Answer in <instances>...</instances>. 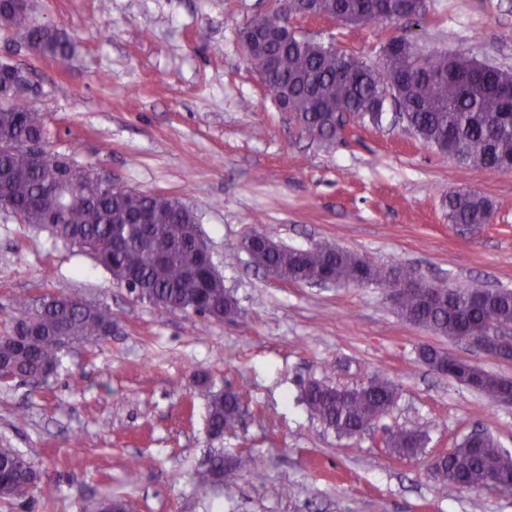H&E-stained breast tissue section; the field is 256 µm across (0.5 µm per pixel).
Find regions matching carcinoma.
<instances>
[{"label": "carcinoma", "instance_id": "obj_1", "mask_svg": "<svg viewBox=\"0 0 512 512\" xmlns=\"http://www.w3.org/2000/svg\"><path fill=\"white\" fill-rule=\"evenodd\" d=\"M385 0H274L272 10L247 21L238 37L247 61L263 72L266 93L293 114L301 131L320 141L341 137L335 113L346 109L379 127L397 97L408 128L426 146L441 151L453 137L459 145L456 162L464 169L512 170V104L498 94L512 86V72L497 68L479 80L471 78L477 59L445 49L421 52L404 36L386 40L376 61L297 34L289 22L308 14L331 17L349 26L374 23L393 26L406 20L398 13L381 15ZM14 0H0V26L15 28ZM24 38L37 52L66 59L74 52L70 36L47 23L28 21ZM263 40L265 52L252 45ZM46 115L16 99L0 108V141L47 139ZM9 206L24 224L49 231L57 240L87 252L118 282L136 284L137 297L160 310L174 308L203 319L214 310L237 305L222 288L210 285L196 243L195 212L184 202L161 194L132 190L114 192L92 165L57 155L37 165L20 148L0 152V206ZM492 203L474 190L448 193V221L478 226L490 220ZM277 277L310 281L326 273L342 285H374L384 293L403 287L415 273L405 267L384 268L330 243L312 248L283 247L268 254ZM22 317L37 319L48 338L35 354L0 335V381L36 369L57 370L64 344L98 346L107 339L112 313L100 305L71 297L44 295L19 300ZM403 319L457 341L470 343L490 319L512 325V289L480 286L458 288L432 303L424 292H407L394 302ZM421 360L457 383L475 382V390L490 399L512 380L476 369L445 350L423 347ZM308 412L340 435L354 437L372 427L393 407L398 393L388 381L375 377L351 389L310 381L303 386ZM242 395L220 389L210 395L207 425L232 429L240 421ZM427 435L419 429L397 430L385 439L393 456L417 454ZM441 492L481 489L512 481V452L486 434L476 449H459L435 461Z\"/></svg>", "mask_w": 512, "mask_h": 512}]
</instances>
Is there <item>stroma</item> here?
Instances as JSON below:
<instances>
[{
    "label": "stroma",
    "mask_w": 512,
    "mask_h": 512,
    "mask_svg": "<svg viewBox=\"0 0 512 512\" xmlns=\"http://www.w3.org/2000/svg\"><path fill=\"white\" fill-rule=\"evenodd\" d=\"M410 35L512 70V0H428ZM273 0H34L32 15L71 35L75 54L39 56L0 27V62L22 69L28 101L44 109L47 150L92 164L120 185L177 198L196 213L213 261L242 310L231 321L160 311L118 286L87 254L0 214V333L23 296H73L107 306L114 331L62 353L44 384L0 385V446L48 471L60 493L0 498V512H84L117 496L132 512H512V495L441 494L435 457L480 427L512 451V405L430 370L433 345L512 378L505 360L401 319L370 285L311 287L258 268L238 244L262 232L295 248L328 242L427 282L512 289V172L465 170L404 123L347 117L341 139L301 132L267 96L237 40ZM302 32L374 58L388 30L328 17ZM490 198L487 224L448 221L450 191ZM398 398L383 426L423 428L421 453L388 454L377 433L341 437L297 399L311 379L356 386L374 376ZM243 393L246 421L220 441L251 453L197 491L212 448L208 394ZM148 462L137 481L127 472Z\"/></svg>",
    "instance_id": "1"
}]
</instances>
